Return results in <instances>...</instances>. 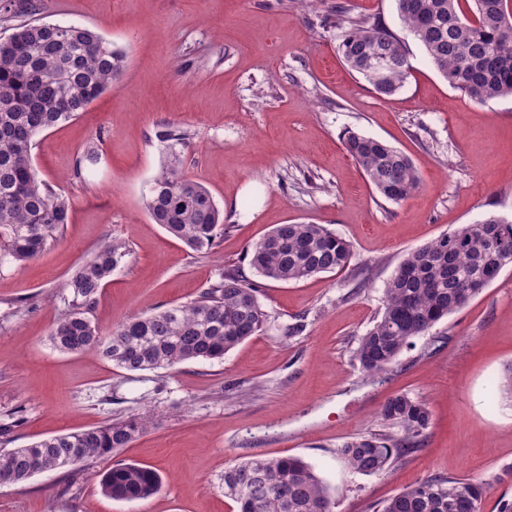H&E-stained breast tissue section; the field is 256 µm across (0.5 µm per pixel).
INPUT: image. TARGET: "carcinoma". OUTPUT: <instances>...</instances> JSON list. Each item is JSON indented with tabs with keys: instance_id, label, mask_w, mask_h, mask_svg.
Wrapping results in <instances>:
<instances>
[{
	"instance_id": "obj_1",
	"label": "carcinoma",
	"mask_w": 512,
	"mask_h": 512,
	"mask_svg": "<svg viewBox=\"0 0 512 512\" xmlns=\"http://www.w3.org/2000/svg\"><path fill=\"white\" fill-rule=\"evenodd\" d=\"M405 29L448 85L475 102L512 96V8L507 0H395ZM339 52L348 68L376 93L389 96L409 75L403 42L380 20L350 21ZM123 54L102 35L79 25L27 23L0 42V258L35 259L62 235L70 203L40 180L35 137L85 112L112 88ZM346 151L375 190L398 204L420 186L412 160L395 147L349 131ZM175 156L154 179L145 208L151 220L194 252L214 249L230 226L211 193L180 171ZM128 254L108 241L66 280L68 308L50 330L64 353L95 349L127 371L175 370L220 360L262 331L267 314L262 283L228 270L199 296L149 315H136L105 334L91 313L97 295ZM254 274L299 283L347 267L350 244L322 224H279L246 250ZM512 265V221L490 215L408 253L386 283L381 311L358 340L354 360L366 377L387 372L413 340L461 309ZM382 433L353 437L341 446L346 465L365 476H384L426 436L425 403L399 393L382 404ZM149 421L130 415L99 426L0 450V486L118 453ZM117 501L146 500L161 487L151 468L122 460L100 480ZM487 482L432 475L387 499L378 512H482ZM224 496L238 512H332L330 485L299 457L260 458L224 470Z\"/></svg>"
}]
</instances>
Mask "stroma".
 <instances>
[{
	"label": "stroma",
	"mask_w": 512,
	"mask_h": 512,
	"mask_svg": "<svg viewBox=\"0 0 512 512\" xmlns=\"http://www.w3.org/2000/svg\"><path fill=\"white\" fill-rule=\"evenodd\" d=\"M402 35L411 66L382 97L344 65L336 0H44L43 22L89 27L125 54L120 81L84 114L35 138L39 179L70 202L63 235L24 264L0 263V424L21 448L119 417L150 426L118 458L152 467V498L105 496L115 459L0 486V512H236L224 469L256 457H300L330 483L335 512H372L441 474L488 481L483 512L512 498V402L497 380L512 364V266L477 298L367 378L353 352L383 289L410 251L459 225L512 219V97L476 103L452 89L407 36L395 0H346ZM185 132L182 169L230 224L210 252H192L154 224L145 198L168 160L165 130ZM353 130L407 154L419 189L394 204L376 193L342 141ZM100 164L76 175L89 144ZM323 224L351 244L342 271L268 282L263 330L224 359L129 372L95 351L64 354L48 334L68 305L63 285L97 247L129 249L92 319L128 317L194 299L227 270L249 272L246 249L278 224ZM304 330L286 335L288 325ZM424 401L422 446L387 477L352 472V437L380 431L391 395Z\"/></svg>",
	"instance_id": "1"
}]
</instances>
